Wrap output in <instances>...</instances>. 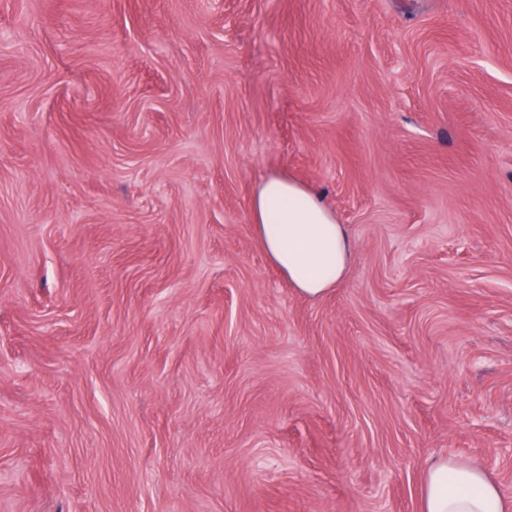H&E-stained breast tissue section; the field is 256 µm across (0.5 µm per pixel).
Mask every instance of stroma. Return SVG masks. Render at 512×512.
<instances>
[{"label": "stroma", "instance_id": "obj_1", "mask_svg": "<svg viewBox=\"0 0 512 512\" xmlns=\"http://www.w3.org/2000/svg\"><path fill=\"white\" fill-rule=\"evenodd\" d=\"M503 448L512 0H0V512H418ZM251 214L260 247L299 295L320 298L344 278L351 237L320 193L269 174L254 188Z\"/></svg>", "mask_w": 512, "mask_h": 512}]
</instances>
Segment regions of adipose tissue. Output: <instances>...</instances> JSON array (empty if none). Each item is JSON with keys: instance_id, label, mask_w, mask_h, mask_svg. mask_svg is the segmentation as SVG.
Segmentation results:
<instances>
[{"instance_id": "1", "label": "adipose tissue", "mask_w": 512, "mask_h": 512, "mask_svg": "<svg viewBox=\"0 0 512 512\" xmlns=\"http://www.w3.org/2000/svg\"><path fill=\"white\" fill-rule=\"evenodd\" d=\"M251 214L260 247L299 295L322 297L343 279L351 237L320 193L270 174L253 191ZM419 512H512V498L480 463L443 456L424 472Z\"/></svg>"}]
</instances>
